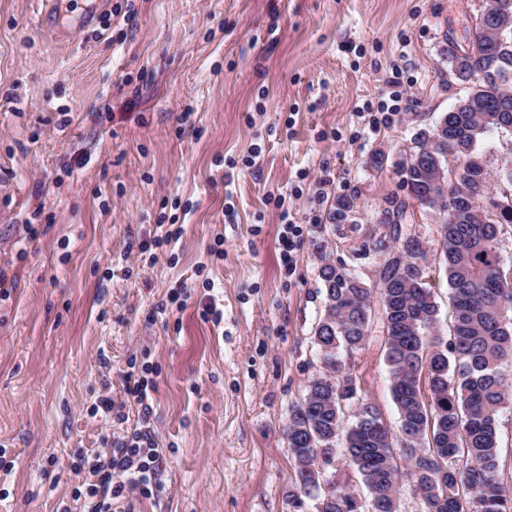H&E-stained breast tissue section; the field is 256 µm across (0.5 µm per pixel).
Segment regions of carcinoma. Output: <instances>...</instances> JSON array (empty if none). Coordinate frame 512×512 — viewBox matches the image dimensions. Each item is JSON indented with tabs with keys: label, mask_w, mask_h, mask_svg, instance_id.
<instances>
[{
	"label": "carcinoma",
	"mask_w": 512,
	"mask_h": 512,
	"mask_svg": "<svg viewBox=\"0 0 512 512\" xmlns=\"http://www.w3.org/2000/svg\"><path fill=\"white\" fill-rule=\"evenodd\" d=\"M512 26V0H491L475 19L473 54L448 48V65L463 81L473 75L476 105L447 112L448 134L421 132L398 173L421 208L458 220L441 225L442 263L451 290L448 340L435 334L439 308L425 280L428 251L407 231V205L371 246L390 270L382 287L368 288L332 261L319 269L323 314L312 336L323 373L313 378L290 411L284 434L296 462V489L316 501L315 512H399L400 475H406L422 512H512V488L502 477L498 413L512 404V268L504 270L500 226L512 224V203L484 221L479 205L461 189L433 181L452 154L470 171L468 190L494 201L483 140L493 130L512 132V54L503 59L487 20ZM380 307L386 361L400 424L394 432L376 406L358 395L341 373L340 350L362 347ZM356 422L344 426L345 411ZM366 487L363 502L331 478L338 451Z\"/></svg>",
	"instance_id": "1"
}]
</instances>
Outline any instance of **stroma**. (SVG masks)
I'll list each match as a JSON object with an SVG mask.
<instances>
[{
	"label": "stroma",
	"instance_id": "35a3bbf8",
	"mask_svg": "<svg viewBox=\"0 0 512 512\" xmlns=\"http://www.w3.org/2000/svg\"><path fill=\"white\" fill-rule=\"evenodd\" d=\"M487 3L107 0L95 26L60 38L39 28L42 0H0V268L14 280L0 297V512H81L75 494L94 482L81 457L144 424L159 484L112 512H314L289 496L283 428L320 370L318 267L327 257L375 286L361 245L385 234L386 199L407 197L397 168L412 138L465 96L447 49ZM395 64L414 84L404 112L360 131L357 107L388 102ZM484 157L495 195L512 196V133H488ZM324 170L336 190L320 204ZM294 190L304 227L289 273L275 199ZM342 198L344 221L308 223ZM170 225L177 239L141 253ZM386 343L374 323L341 359L393 425ZM142 366L146 412L125 390ZM105 393L120 417L91 414Z\"/></svg>",
	"mask_w": 512,
	"mask_h": 512
}]
</instances>
